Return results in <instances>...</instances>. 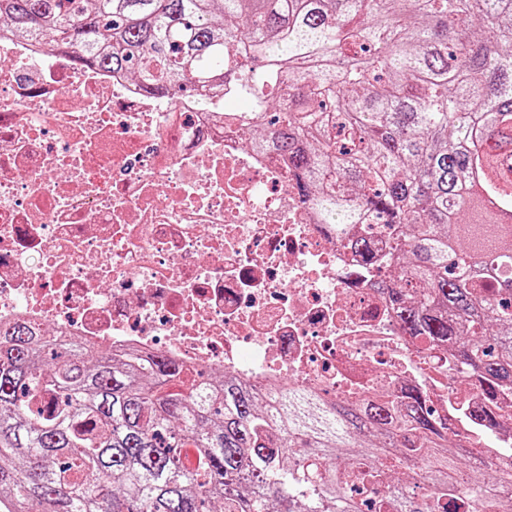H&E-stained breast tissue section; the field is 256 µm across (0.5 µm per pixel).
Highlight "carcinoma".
I'll return each instance as SVG.
<instances>
[{
  "label": "carcinoma",
  "instance_id": "1",
  "mask_svg": "<svg viewBox=\"0 0 512 512\" xmlns=\"http://www.w3.org/2000/svg\"><path fill=\"white\" fill-rule=\"evenodd\" d=\"M0 16L164 96L222 108L233 76L253 108L236 116L274 127L259 148L337 241L369 262L360 225L393 227L382 290L403 330L448 347L486 400L471 418L512 425V0H0ZM436 425L423 393L264 398L163 355L0 325L6 512H512V456L476 453L460 486L458 444ZM409 461L426 492L392 480Z\"/></svg>",
  "mask_w": 512,
  "mask_h": 512
}]
</instances>
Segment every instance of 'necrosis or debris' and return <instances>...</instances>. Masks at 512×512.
Instances as JSON below:
<instances>
[{
	"mask_svg": "<svg viewBox=\"0 0 512 512\" xmlns=\"http://www.w3.org/2000/svg\"><path fill=\"white\" fill-rule=\"evenodd\" d=\"M365 265L316 224L282 161L194 97L161 98L73 52L0 38V322L163 354L261 394L426 393L482 448L478 389L404 333Z\"/></svg>",
	"mask_w": 512,
	"mask_h": 512,
	"instance_id": "4bbe7bcc",
	"label": "necrosis or debris"
}]
</instances>
